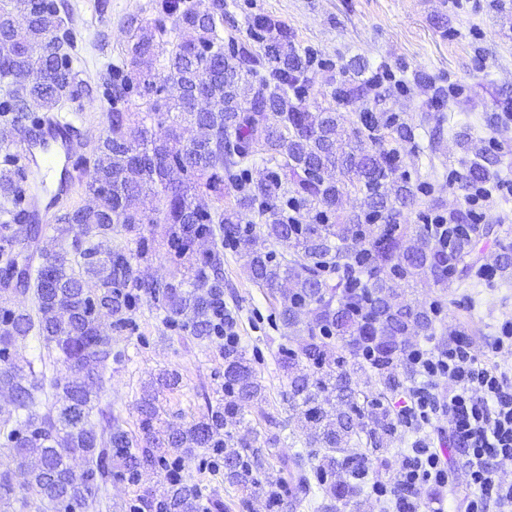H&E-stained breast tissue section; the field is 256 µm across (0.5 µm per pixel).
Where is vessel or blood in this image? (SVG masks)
<instances>
[{"mask_svg":"<svg viewBox=\"0 0 512 512\" xmlns=\"http://www.w3.org/2000/svg\"><path fill=\"white\" fill-rule=\"evenodd\" d=\"M83 147L77 127L65 119H41L29 133L17 143V156L29 161L35 184L24 199V206L34 222L48 220V197L66 195L70 180L66 163Z\"/></svg>","mask_w":512,"mask_h":512,"instance_id":"1","label":"vessel or blood"}]
</instances>
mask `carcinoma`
<instances>
[{"mask_svg":"<svg viewBox=\"0 0 512 512\" xmlns=\"http://www.w3.org/2000/svg\"><path fill=\"white\" fill-rule=\"evenodd\" d=\"M64 8V0H0V27L12 43L0 58V83L8 86L0 97V145L42 115L61 113L66 102L74 112L107 103L93 159L78 166L77 183L97 203L62 210L56 245L40 250L36 267L31 248L43 227L24 212L26 172L11 155L0 171V275L19 272L15 287H0V388L11 404L0 409V512H13L16 503L29 512H88L115 479L134 487L124 512H224L194 482L195 461L197 470L231 485L270 487L266 512H297L318 492L335 512L367 484L372 457L396 434L383 400L415 382L401 358L408 332L436 335L439 304L420 306L408 290L441 288L450 269L465 282L472 243L497 235L471 207H447L433 183L389 177L415 131L442 117L423 112L410 125L374 112L359 105L367 88L351 79L329 96L354 111L309 106L317 53L264 16L247 22L257 50L224 38V0H157L152 22L130 17L122 59L93 85L80 77L82 34L64 23ZM20 70L29 82L9 89ZM196 86L211 111L189 108ZM454 138L472 155L464 170L452 171L464 198L494 179L490 167L499 160L466 124ZM352 189L362 194L360 210L344 215L341 198ZM419 193L426 205L410 224L405 210ZM429 214L447 217L448 235L437 238L438 227L424 221ZM258 219L288 256L248 248ZM155 224L168 225L166 254L176 263L169 280L141 267L151 262ZM112 236L135 248H103ZM226 249L247 258L252 281L274 301L272 321L306 336L298 350H282V367L288 411L309 433L303 449L279 458L277 470L265 448L280 438L259 440L245 419V406L261 399L262 388L232 338L221 349L224 398L202 394L204 410L191 422L161 418L157 393L179 388L175 370L159 374L158 388L141 397L137 430L102 408L104 425L90 419L112 360L95 305L106 307L118 332L135 329L134 315L147 302L163 314L165 329L211 339L235 322L224 304ZM30 289L34 311L11 306V295ZM32 339L47 355L18 361ZM302 359L312 372L299 368ZM360 370L370 372L364 389L355 378ZM47 386L52 402L45 408ZM322 448L354 452L339 460ZM76 457L85 461L78 471L70 464ZM18 470L29 473L27 484L14 482ZM144 474L164 476L168 488L156 493Z\"/></svg>","mask_w":512,"mask_h":512,"instance_id":"1","label":"carcinoma"}]
</instances>
